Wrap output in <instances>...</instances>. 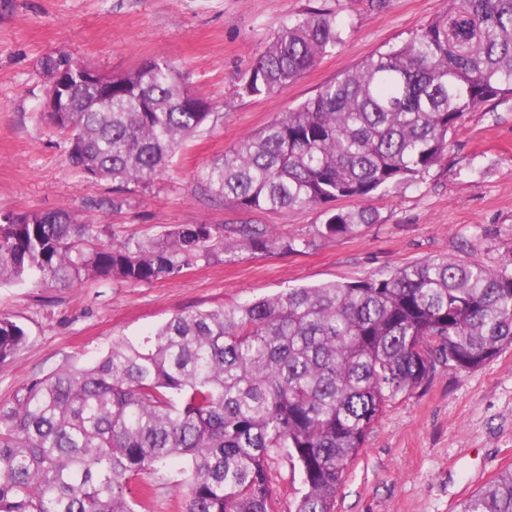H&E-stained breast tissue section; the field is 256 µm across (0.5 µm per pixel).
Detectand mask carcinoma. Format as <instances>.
<instances>
[{"instance_id": "1", "label": "carcinoma", "mask_w": 512, "mask_h": 512, "mask_svg": "<svg viewBox=\"0 0 512 512\" xmlns=\"http://www.w3.org/2000/svg\"><path fill=\"white\" fill-rule=\"evenodd\" d=\"M320 11L283 26L252 65L243 94L288 87L342 44ZM73 66L68 156L120 192L163 174L213 107L164 58L112 79V98ZM512 96V0H448L400 46L377 51L317 95L244 137L199 175L211 197L248 211L318 209L317 234L375 224L377 192L437 165L466 113ZM353 209L328 207L340 200ZM239 247L300 253L310 241L266 227L227 228ZM211 224L158 239L100 240L65 210L0 215V282L65 288L85 278L175 277L212 255ZM24 329L0 315V360ZM512 345V270L429 258L380 277L288 288L218 310L176 314L93 365L60 368L0 405V512H136L140 476L186 460L185 512H275L268 460L288 452L303 493L294 512H334L347 464L397 395L441 365L475 370ZM461 512H512V468Z\"/></svg>"}]
</instances>
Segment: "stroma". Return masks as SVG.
Returning a JSON list of instances; mask_svg holds the SVG:
<instances>
[{"mask_svg": "<svg viewBox=\"0 0 512 512\" xmlns=\"http://www.w3.org/2000/svg\"><path fill=\"white\" fill-rule=\"evenodd\" d=\"M447 0H0V212L67 209L116 237L156 238L188 224H257L310 240L298 254L248 251L224 237L210 259L174 278L117 277L70 288L0 285V313L25 341L0 361V405L63 366H87L121 339L139 340L174 315L219 309L298 286L381 275L429 257L512 269V97L468 112L445 158L421 183L377 194L379 221L341 239L318 236L314 209L247 212L202 195L196 178L246 135L314 98L365 57L408 41ZM321 9L343 42L288 88L247 96L255 59L288 21ZM67 55L111 75L162 57L217 118L187 140L149 185L114 193L68 158L64 134L43 108L47 59ZM512 467V346L483 367H437L400 394L347 466L335 512H460L471 494ZM182 464L146 480L144 512H183ZM279 512L303 487L287 453L270 461Z\"/></svg>", "mask_w": 512, "mask_h": 512, "instance_id": "35a3bbf8", "label": "stroma"}]
</instances>
